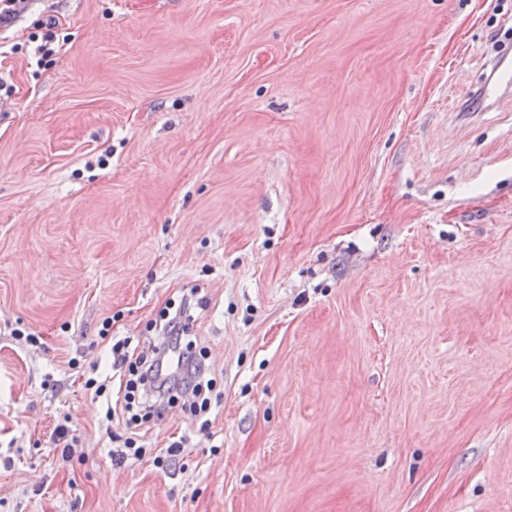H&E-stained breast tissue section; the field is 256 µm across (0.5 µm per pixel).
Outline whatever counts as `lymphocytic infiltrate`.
Wrapping results in <instances>:
<instances>
[{
	"label": "lymphocytic infiltrate",
	"instance_id": "f902f5d3",
	"mask_svg": "<svg viewBox=\"0 0 512 512\" xmlns=\"http://www.w3.org/2000/svg\"><path fill=\"white\" fill-rule=\"evenodd\" d=\"M193 307L191 298H183L177 315L162 314L158 331L160 344L149 346L148 350H131L130 340L115 342L111 347L112 370L118 377V384L110 380L87 379V389L95 397H116L119 405L108 408L106 419L116 414L153 412L154 408L175 398L187 399L189 411L196 418L205 417L211 402L205 392L213 386L208 379L204 362L194 352V343L187 335L181 322L183 315Z\"/></svg>",
	"mask_w": 512,
	"mask_h": 512
}]
</instances>
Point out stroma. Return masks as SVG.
I'll use <instances>...</instances> for the list:
<instances>
[{
	"label": "stroma",
	"instance_id": "1",
	"mask_svg": "<svg viewBox=\"0 0 512 512\" xmlns=\"http://www.w3.org/2000/svg\"><path fill=\"white\" fill-rule=\"evenodd\" d=\"M499 46L512 0L0 26V512H512V103L473 100ZM192 288L209 426L172 404L116 463L90 366Z\"/></svg>",
	"mask_w": 512,
	"mask_h": 512
}]
</instances>
